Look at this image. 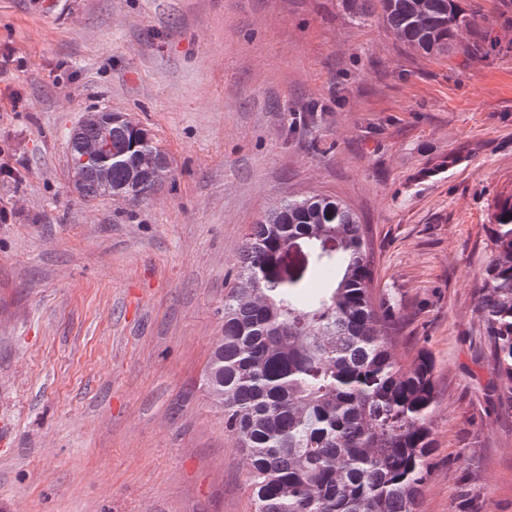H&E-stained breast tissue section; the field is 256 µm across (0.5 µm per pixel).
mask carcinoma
<instances>
[{"instance_id": "cac0c4a2", "label": "carcinoma", "mask_w": 512, "mask_h": 512, "mask_svg": "<svg viewBox=\"0 0 512 512\" xmlns=\"http://www.w3.org/2000/svg\"><path fill=\"white\" fill-rule=\"evenodd\" d=\"M361 23L375 17L426 54L454 47L459 31L487 34L459 0H348ZM108 183L95 167L76 189L90 202L109 193L137 201L159 184L130 181L129 165L166 158L146 129L112 125ZM493 257L482 308L498 407L512 413V196L491 215ZM307 246L302 274L283 278L289 242ZM335 243L327 252L323 244ZM319 274L326 286L310 290ZM367 225L344 202L313 194L279 201L248 228L224 325L206 365V393L248 460L252 512H416L434 448L437 403L432 357L395 358L391 290L375 293Z\"/></svg>"}]
</instances>
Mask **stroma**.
I'll return each mask as SVG.
<instances>
[{"label":"stroma","instance_id":"35a3bbf8","mask_svg":"<svg viewBox=\"0 0 512 512\" xmlns=\"http://www.w3.org/2000/svg\"><path fill=\"white\" fill-rule=\"evenodd\" d=\"M430 57L344 0H0V512H251L243 453L201 384L249 224L336 196L398 303L394 353L438 398L418 512H512V414L478 309L512 194V0H461ZM128 112L170 174L88 206L67 134Z\"/></svg>","mask_w":512,"mask_h":512}]
</instances>
